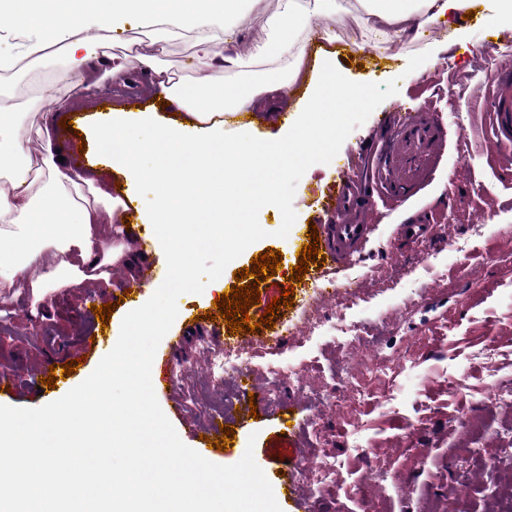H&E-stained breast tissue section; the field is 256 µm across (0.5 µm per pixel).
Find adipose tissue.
I'll list each match as a JSON object with an SVG mask.
<instances>
[{"label": "adipose tissue", "mask_w": 512, "mask_h": 512, "mask_svg": "<svg viewBox=\"0 0 512 512\" xmlns=\"http://www.w3.org/2000/svg\"><path fill=\"white\" fill-rule=\"evenodd\" d=\"M245 0H11L12 18L24 32L21 54L38 55L46 43L67 46L71 69L83 71L84 47L79 34L96 27L116 30L137 18L142 25L159 29L162 38L184 31L196 34L195 61L208 79L191 88L182 87L159 68L155 57L141 61L152 69L167 101L175 105L174 121L159 124L152 114L113 109L102 114L92 136L104 140L117 136L130 123L151 125L147 141H130L120 158L125 189L108 208L115 228L125 226V212L136 186L148 175L137 156L152 150L158 155L151 177L159 199L149 218L153 224H168L166 246L175 270L183 268L178 225L194 223L200 209L225 210L224 178L244 184L236 209L245 212L267 204L270 186L255 182L256 167L269 163L287 167L298 158V146L290 139L257 141L242 136L224 142L226 116L250 109L256 92L250 84L211 78L214 70L241 68L244 59L232 40L223 39L226 19L239 16ZM338 0H282L281 8L267 20V38L254 46L253 55L272 63L285 62V77L296 82L305 62L301 34L311 18L336 10ZM366 29L374 36H409L424 24L458 11L461 0H366ZM39 137L42 155L38 162L26 160L31 137ZM53 127L43 123L31 130L14 117L7 98L0 96V178L8 190H0V295L16 298L30 291L44 299L55 288H80L89 283L110 282L111 271L133 266L137 254L130 245L113 243L101 229L97 207L76 203L74 192L90 185V178L71 170L58 159ZM195 157L193 168L182 169V155Z\"/></svg>", "instance_id": "1"}]
</instances>
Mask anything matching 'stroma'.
Wrapping results in <instances>:
<instances>
[{
  "label": "stroma",
  "instance_id": "obj_1",
  "mask_svg": "<svg viewBox=\"0 0 512 512\" xmlns=\"http://www.w3.org/2000/svg\"><path fill=\"white\" fill-rule=\"evenodd\" d=\"M342 10L313 18L304 41L307 60L321 50L336 54V67L348 79L367 83L397 80L398 94L384 100L366 122L352 131L330 163L311 166L298 182L293 198L297 223L322 224L324 196L336 186L342 166L362 162L361 149L380 133L389 112L434 117L443 140L440 152L427 164L406 200L392 202L377 223L364 251L340 270L321 279L305 275L291 282L298 264L290 238L277 237L282 224L278 208L268 205L258 215L265 238L251 244L224 269V284L236 283L239 270L254 256L278 250L283 262L272 281L262 282L261 300L248 309L263 318L272 298L293 288L294 302L274 314L276 325L290 324L292 333L283 346L258 359L251 381L260 389L276 385V401L263 402L256 417L232 414L224 420L233 429L235 459L253 450L260 467L287 463L298 490V512H496L507 487L512 486V402L489 404V385L512 390V175L499 156L488 149L492 137L484 111L491 85V66H512V17L492 10L485 0H471L474 14L455 24L437 20L423 25L416 38L393 37L384 42H363L359 18L365 17L363 0H341ZM280 7L279 0H247L237 21L235 40L245 58L242 69L226 73L228 81H266L270 63L252 58L256 43L265 40L267 19ZM97 30L84 31L88 43V71L92 79L60 82L68 69L66 50L48 44L43 55L30 63L0 69V89L7 92L27 126L37 127L44 114H82L85 124L96 121L104 103H119L169 119L171 107L161 106L158 88L140 84L128 89L106 77L105 54L156 56L175 79L195 85L201 78L193 66L195 35L191 32L154 43L150 30L137 20L112 31L108 45H100ZM429 52L418 75L407 74L410 56ZM307 82L299 80L292 94L279 98L264 91L255 98L252 112L259 128L272 138L292 133L304 120ZM280 106L287 119L266 116ZM427 217L434 226L431 241L404 246L396 238L401 224ZM481 232H473L475 223ZM376 268L393 273L389 283L367 279ZM136 269L112 274L111 287L89 284L52 292L48 308L31 316V298L0 301V319L10 332L0 333V366H15L22 373L17 390L0 391V405L37 408L46 395L30 386V379L66 342L83 364L71 376L79 385L117 342L128 309L117 306L97 344L85 349V311L124 287ZM361 283L360 297L345 312L349 321L365 327L366 347L337 342L333 295L347 282ZM218 293L204 290L178 300L180 317L174 329L184 342L171 365L181 373L169 397L160 398L162 410L180 402L182 412L170 420L181 440L197 447L206 422L197 404L198 386L212 375L202 344L220 347L223 337L194 332L182 316L212 310ZM315 315L326 332L307 336L304 318ZM492 358H485L487 349ZM407 357L405 371L396 382L371 381L372 393L359 403L347 404V392L338 380L342 367L364 368L370 358ZM301 368L307 381L299 389L295 380L281 376L271 381L265 364ZM343 408H335V400ZM293 415L294 437L284 436L278 419ZM370 449L384 463V477L375 480L362 454ZM335 461L336 474L317 477L313 466ZM494 472H486L488 460ZM466 497H459L460 488Z\"/></svg>",
  "mask_w": 512,
  "mask_h": 512
}]
</instances>
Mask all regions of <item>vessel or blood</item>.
Wrapping results in <instances>:
<instances>
[{
    "mask_svg": "<svg viewBox=\"0 0 512 512\" xmlns=\"http://www.w3.org/2000/svg\"><path fill=\"white\" fill-rule=\"evenodd\" d=\"M491 84L492 92L487 102L491 145L495 151L508 154L512 152V68L496 67ZM432 138L430 129L418 125L410 114L396 112L384 119L379 137L363 150L362 155L371 172L377 175L385 172L390 157L401 156L404 175L379 184L344 178L336 190L327 195L323 210L329 221L319 227L325 255L323 263L327 268L344 267L362 253L375 231L374 225L366 220L367 215L376 210L375 193L383 190L404 197V177L423 166L424 147ZM266 477L272 487L282 490L284 501H296L297 487L289 482L287 469L270 466Z\"/></svg>",
    "mask_w": 512,
    "mask_h": 512,
    "instance_id": "b4317fda",
    "label": "vessel or blood"
}]
</instances>
